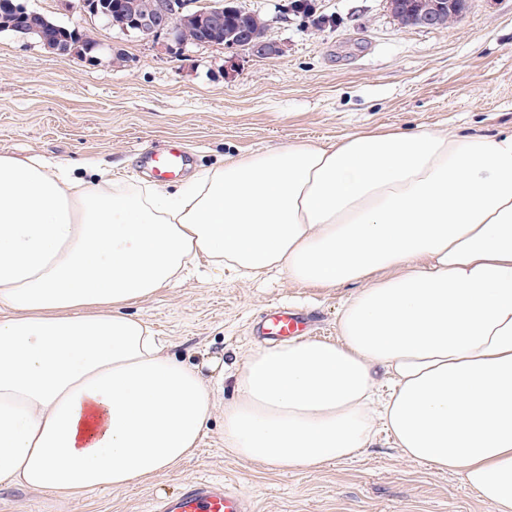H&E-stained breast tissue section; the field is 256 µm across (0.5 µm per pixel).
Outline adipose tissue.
I'll return each mask as SVG.
<instances>
[{"instance_id":"ef3b65f1","label":"adipose tissue","mask_w":512,"mask_h":512,"mask_svg":"<svg viewBox=\"0 0 512 512\" xmlns=\"http://www.w3.org/2000/svg\"><path fill=\"white\" fill-rule=\"evenodd\" d=\"M355 290L336 341L243 356L224 447L288 472L387 433L512 512V131H360L139 191L0 156V487L71 497L175 469L215 406L124 312L200 258Z\"/></svg>"}]
</instances>
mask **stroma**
<instances>
[{
  "label": "stroma",
  "mask_w": 512,
  "mask_h": 512,
  "mask_svg": "<svg viewBox=\"0 0 512 512\" xmlns=\"http://www.w3.org/2000/svg\"><path fill=\"white\" fill-rule=\"evenodd\" d=\"M28 8L94 32L125 53L91 63L57 58L37 43L0 34V155L46 157L88 177V163L126 188L151 183L143 153L175 140L190 153V173L225 157L292 142L323 145L360 130L460 137L512 130V0H469L447 28L401 27L386 0H315L318 27L291 16L285 0H239L270 16L267 35L282 55L231 57L221 45L187 46L183 55L60 12L56 0ZM348 286L306 287L278 274L251 280L201 265L198 275L131 303L127 315L166 339L169 354L194 367L217 405L196 453L170 472L80 498L0 488V512H149L154 499L196 479L224 482L253 512H491L459 476L405 459L386 435L353 460L273 472L224 449L223 404L234 396L241 357L261 347L248 325L272 304L320 312L327 339L338 336Z\"/></svg>",
  "instance_id": "obj_1"
}]
</instances>
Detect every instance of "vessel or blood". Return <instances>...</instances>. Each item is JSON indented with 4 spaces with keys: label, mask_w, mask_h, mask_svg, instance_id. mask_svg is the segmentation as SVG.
Wrapping results in <instances>:
<instances>
[{
    "label": "vessel or blood",
    "mask_w": 512,
    "mask_h": 512,
    "mask_svg": "<svg viewBox=\"0 0 512 512\" xmlns=\"http://www.w3.org/2000/svg\"><path fill=\"white\" fill-rule=\"evenodd\" d=\"M191 159L178 146L143 154V167L158 180L181 177ZM319 328L318 316L308 310L274 307L256 322L253 333L265 340L288 341L307 336ZM151 512H250L248 500L224 483L200 479L184 485L176 496L155 501Z\"/></svg>",
    "instance_id": "b4317fda"
}]
</instances>
